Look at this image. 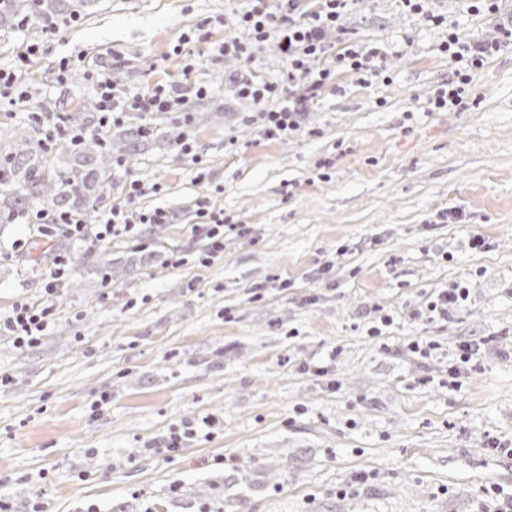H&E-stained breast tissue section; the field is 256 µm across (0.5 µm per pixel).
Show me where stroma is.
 Masks as SVG:
<instances>
[{
	"label": "stroma",
	"instance_id": "obj_1",
	"mask_svg": "<svg viewBox=\"0 0 512 512\" xmlns=\"http://www.w3.org/2000/svg\"><path fill=\"white\" fill-rule=\"evenodd\" d=\"M243 5L99 0L42 40L27 98H0V141L56 149V128L34 113L91 95L87 68L109 71L121 92L159 83L185 94L184 112L162 115L168 125L198 118L196 156L160 140L112 172L113 202L168 210L170 222L105 244L67 240L73 270L45 335L26 347L0 336V502L10 512H477L485 488L512 493V458L489 447L512 442V42L502 34L512 0L494 16L429 0L427 14L467 38L502 43L469 106L451 112L428 109L450 74L442 29L401 0H353L346 25L387 47L391 79L337 71L285 139L247 122L254 105L230 84L238 60L206 55L233 36L224 17ZM202 33L183 77L173 48ZM195 84L205 96H192ZM134 180L147 191L129 201ZM451 211L459 222L446 221ZM219 213L224 251L212 256L202 227ZM28 234L0 226V315L44 298L56 258H28ZM458 285L466 302L429 312ZM469 340L486 346L463 365ZM207 417L217 423L204 432ZM187 429L182 448L162 451Z\"/></svg>",
	"mask_w": 512,
	"mask_h": 512
}]
</instances>
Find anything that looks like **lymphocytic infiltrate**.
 Wrapping results in <instances>:
<instances>
[{
  "label": "lymphocytic infiltrate",
  "mask_w": 512,
  "mask_h": 512,
  "mask_svg": "<svg viewBox=\"0 0 512 512\" xmlns=\"http://www.w3.org/2000/svg\"><path fill=\"white\" fill-rule=\"evenodd\" d=\"M348 0H250L249 7L234 16L238 34L215 46L216 56H233L244 69L234 78L236 93L251 99L257 106L249 120L264 137L281 139L300 128V118L321 93L332 83L337 71L359 74L362 81L383 78V53L380 48L357 44L344 23ZM275 40L285 67L279 78L269 80L255 75L251 69L256 45ZM501 48L497 42H470L456 28H449L441 44L442 52L454 69L455 78L439 89L429 101L433 112L451 111L466 105V89L473 71L482 69ZM320 60V67H311V60ZM100 104V122L109 124L123 120L132 113L141 115L181 111L184 95L174 89L155 85L133 95L117 92L110 74L103 70L86 72ZM168 215L156 209L147 213L114 205L102 215L95 226L94 238L99 242L129 234L139 224H163ZM72 270L69 257H57L45 298L40 303H18L11 313L0 318V334L12 338L17 346L40 341L56 310L57 286Z\"/></svg>",
  "instance_id": "obj_1"
}]
</instances>
